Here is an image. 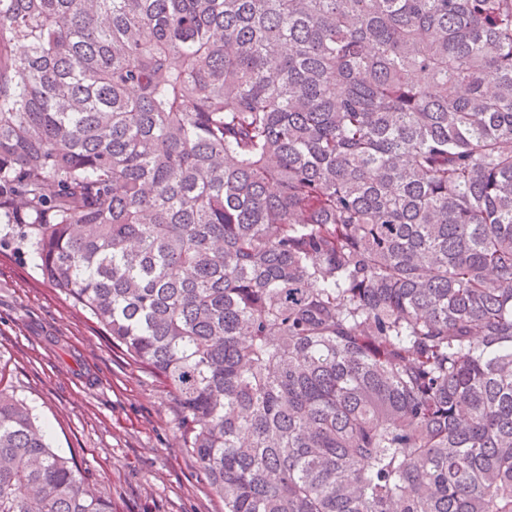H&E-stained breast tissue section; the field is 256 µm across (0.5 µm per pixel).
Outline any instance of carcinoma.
Instances as JSON below:
<instances>
[{
	"instance_id": "cac0c4a2",
	"label": "carcinoma",
	"mask_w": 512,
	"mask_h": 512,
	"mask_svg": "<svg viewBox=\"0 0 512 512\" xmlns=\"http://www.w3.org/2000/svg\"><path fill=\"white\" fill-rule=\"evenodd\" d=\"M0 232L224 512H512V0H0ZM0 512H112L4 387Z\"/></svg>"
}]
</instances>
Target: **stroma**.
Wrapping results in <instances>:
<instances>
[{
  "label": "stroma",
  "mask_w": 512,
  "mask_h": 512,
  "mask_svg": "<svg viewBox=\"0 0 512 512\" xmlns=\"http://www.w3.org/2000/svg\"><path fill=\"white\" fill-rule=\"evenodd\" d=\"M40 260L0 245V367L114 512H224L179 442L169 390L53 288Z\"/></svg>",
  "instance_id": "35a3bbf8"
}]
</instances>
